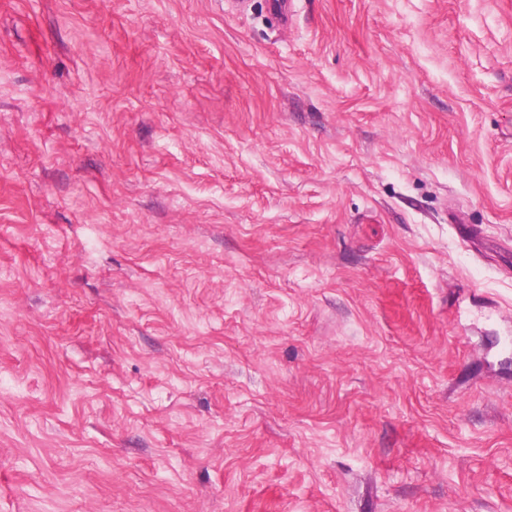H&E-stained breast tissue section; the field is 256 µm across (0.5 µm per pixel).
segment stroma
I'll list each match as a JSON object with an SVG mask.
<instances>
[{"label":"stroma","mask_w":512,"mask_h":512,"mask_svg":"<svg viewBox=\"0 0 512 512\" xmlns=\"http://www.w3.org/2000/svg\"><path fill=\"white\" fill-rule=\"evenodd\" d=\"M0 512H512V0H0Z\"/></svg>","instance_id":"stroma-1"}]
</instances>
